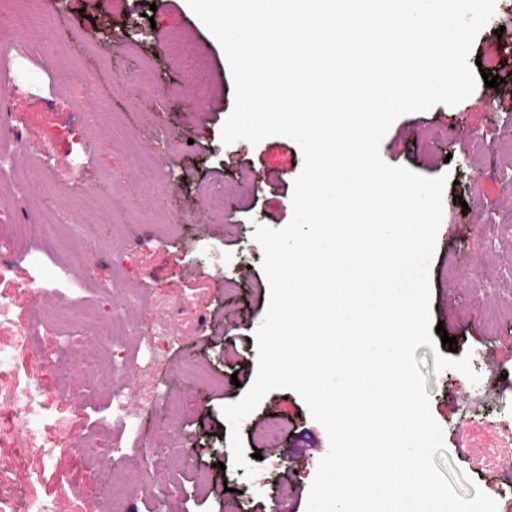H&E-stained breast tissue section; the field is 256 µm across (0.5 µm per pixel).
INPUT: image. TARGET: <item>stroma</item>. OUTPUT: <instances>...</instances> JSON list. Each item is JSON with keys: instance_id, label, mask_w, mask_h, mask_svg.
I'll return each mask as SVG.
<instances>
[{"instance_id": "obj_1", "label": "stroma", "mask_w": 512, "mask_h": 512, "mask_svg": "<svg viewBox=\"0 0 512 512\" xmlns=\"http://www.w3.org/2000/svg\"><path fill=\"white\" fill-rule=\"evenodd\" d=\"M19 13L36 20L25 60L3 48ZM147 13L156 23L148 41L106 39ZM502 27L512 31V0H496L470 50L500 77L498 88L480 84L458 104L401 116L380 148L389 165L447 178L430 320L470 353L479 381L435 372L448 348L421 346L415 357L443 429L434 461L468 499L498 487L512 496V445L500 442L512 428V233L497 230L512 225V49L496 35ZM176 33L206 62V96L192 93L183 57L164 51ZM9 73L16 80L0 101V151L18 180L0 204V243L12 247L20 225L30 236L5 254L0 274V389L39 391L24 421L0 400V512H33L35 494L54 512H107L115 472L150 484L164 512H306L329 440L300 395L271 390L243 421L245 452L260 456L251 480L233 465L221 414L255 379L254 335L270 290L252 234L256 224L290 221L298 144L284 136L222 143L234 84L222 46L187 0H0V80ZM84 83L93 97H81ZM92 185L98 198L88 205ZM202 186L223 193V214L203 206ZM96 222L97 248L82 249L70 225ZM65 264L81 271L71 293L88 319L111 321L118 300L133 299L124 339L100 352L114 388L93 385L75 354L91 344L82 326L32 324L36 310L52 307ZM102 280L112 281L111 296L92 289ZM151 355L161 364L149 373ZM132 377L156 394L138 435L112 417L111 391ZM274 419L277 438L263 440ZM166 446L174 455L151 469Z\"/></svg>"}]
</instances>
